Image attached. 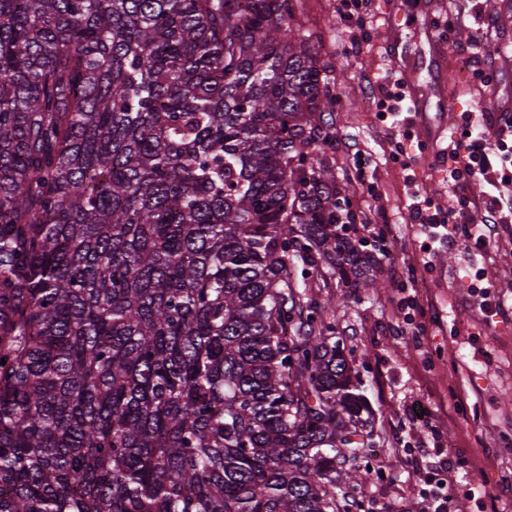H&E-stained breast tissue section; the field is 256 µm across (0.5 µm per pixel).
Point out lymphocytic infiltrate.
<instances>
[{
	"mask_svg": "<svg viewBox=\"0 0 512 512\" xmlns=\"http://www.w3.org/2000/svg\"><path fill=\"white\" fill-rule=\"evenodd\" d=\"M466 130L465 136L451 139L447 145L448 183L457 195L456 206L445 210L435 206L430 198L416 193L412 196L411 213L427 237L443 238L451 244L462 239L481 250L507 234L502 214L504 202L500 196L489 195L483 203L482 220L476 224L471 219L473 202L464 189L476 180L494 184L498 174L512 166V145L505 139L506 133H512V114L503 113L498 123L493 124L486 113H469ZM415 465L431 469L435 475L431 491L435 504L431 512H446L454 484L452 462L431 456L424 449Z\"/></svg>",
	"mask_w": 512,
	"mask_h": 512,
	"instance_id": "obj_1",
	"label": "lymphocytic infiltrate"
}]
</instances>
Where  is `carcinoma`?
<instances>
[{"instance_id":"obj_1","label":"carcinoma","mask_w":512,"mask_h":512,"mask_svg":"<svg viewBox=\"0 0 512 512\" xmlns=\"http://www.w3.org/2000/svg\"><path fill=\"white\" fill-rule=\"evenodd\" d=\"M293 0H0V512H349L298 274L375 285Z\"/></svg>"}]
</instances>
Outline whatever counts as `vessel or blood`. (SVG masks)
I'll return each instance as SVG.
<instances>
[{"label": "vessel or blood", "instance_id": "b4317fda", "mask_svg": "<svg viewBox=\"0 0 512 512\" xmlns=\"http://www.w3.org/2000/svg\"><path fill=\"white\" fill-rule=\"evenodd\" d=\"M400 25H392L387 31L390 61L394 72L400 73L404 92L410 104V120L425 153L432 158L442 155V146L447 141L444 125L433 124L428 113L430 109L447 112L446 54L441 44H434L426 65L429 79L419 83L417 66L408 56L406 45L400 39Z\"/></svg>", "mask_w": 512, "mask_h": 512}]
</instances>
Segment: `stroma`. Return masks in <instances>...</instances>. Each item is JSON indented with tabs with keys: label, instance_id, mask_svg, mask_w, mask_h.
<instances>
[{
	"label": "stroma",
	"instance_id": "1",
	"mask_svg": "<svg viewBox=\"0 0 512 512\" xmlns=\"http://www.w3.org/2000/svg\"><path fill=\"white\" fill-rule=\"evenodd\" d=\"M417 2L363 0L360 21L343 16L336 0H297L293 22L334 65L327 120L338 147L325 157L348 187L358 224L369 226L367 240L378 243L377 292L335 284L313 293L320 302L347 295L333 319L335 336L370 409L371 437L354 462L367 480L351 512H425L428 485L414 464L422 446L459 463L450 512H479L469 489L489 490L512 475V320L484 330L464 305L471 281L459 273L473 263L497 296L512 300V238L473 260L465 243H428L411 217L406 180L449 205L454 191L444 167L418 151L417 137L382 118L373 83L390 69L385 31L394 20H401L413 57L427 56V38L435 36L458 62L448 71L447 97L458 114L448 132L459 135L467 113L485 110L490 100L512 102V0H436L430 21L417 13ZM481 23L487 32L475 57L468 45ZM478 70L494 72L490 86L475 78ZM348 141L359 155L346 151ZM399 142L407 152L401 163L391 159ZM410 296L417 308L405 305Z\"/></svg>",
	"mask_w": 512,
	"mask_h": 512
}]
</instances>
